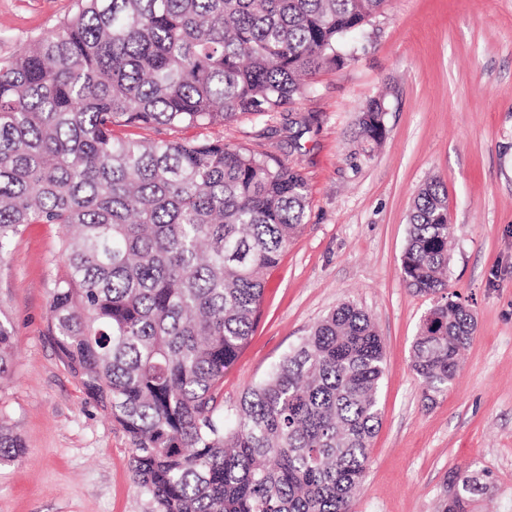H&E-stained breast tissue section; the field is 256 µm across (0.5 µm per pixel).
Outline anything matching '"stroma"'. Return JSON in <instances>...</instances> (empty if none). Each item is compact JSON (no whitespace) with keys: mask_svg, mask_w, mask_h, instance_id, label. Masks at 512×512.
Here are the masks:
<instances>
[{"mask_svg":"<svg viewBox=\"0 0 512 512\" xmlns=\"http://www.w3.org/2000/svg\"><path fill=\"white\" fill-rule=\"evenodd\" d=\"M76 0H0V56L72 14ZM354 59L319 72L283 112L210 130L294 165L307 182L300 233L265 290L252 336L224 371V413L343 302L385 349L381 423L353 512H440L449 471L476 464L497 489L478 512H512V0H386L352 37ZM384 95L386 135L357 153L358 119ZM448 192L449 293L475 330L447 390L425 398L411 349L432 295L408 288L401 255L418 190ZM61 228L28 225L0 261V309L16 328L0 419L26 447L0 468V512H151L131 443L88 400L47 331Z\"/></svg>","mask_w":512,"mask_h":512,"instance_id":"35a3bbf8","label":"stroma"}]
</instances>
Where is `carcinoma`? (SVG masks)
I'll return each mask as SVG.
<instances>
[{
  "label": "carcinoma",
  "instance_id": "obj_1",
  "mask_svg": "<svg viewBox=\"0 0 512 512\" xmlns=\"http://www.w3.org/2000/svg\"><path fill=\"white\" fill-rule=\"evenodd\" d=\"M383 0H77L51 31L0 58V261L28 224L62 228L65 273L47 330L86 397L130 439L152 512H351L379 425L384 347L343 303L220 413L224 369L250 336L275 266L305 224L295 167L208 136L241 113L279 112L339 66L344 37ZM384 101L359 117L358 150L385 137ZM117 127L167 136L119 137ZM448 192L413 200L407 286L440 299L412 367L447 389L474 318L448 296ZM14 329L0 311V378ZM25 455L0 422V465ZM444 512H475L490 474L467 465Z\"/></svg>",
  "mask_w": 512,
  "mask_h": 512
}]
</instances>
